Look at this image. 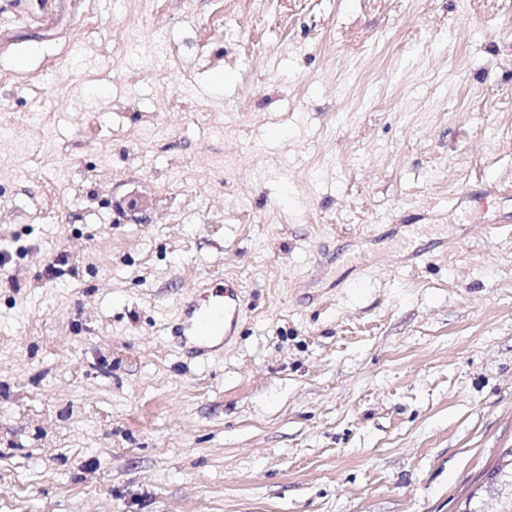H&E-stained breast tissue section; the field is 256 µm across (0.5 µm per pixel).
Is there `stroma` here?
<instances>
[{"mask_svg": "<svg viewBox=\"0 0 512 512\" xmlns=\"http://www.w3.org/2000/svg\"><path fill=\"white\" fill-rule=\"evenodd\" d=\"M510 216L512 0H0V512H456ZM215 297L223 301L216 304H202L197 300L189 302L184 311L183 321L177 325V336L184 337L189 353L197 357L212 351L217 339L232 336L240 314V299L236 288L212 287Z\"/></svg>", "mask_w": 512, "mask_h": 512, "instance_id": "1", "label": "stroma"}]
</instances>
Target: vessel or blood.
<instances>
[{
  "label": "vessel or blood",
  "instance_id": "vessel-or-blood-1",
  "mask_svg": "<svg viewBox=\"0 0 512 512\" xmlns=\"http://www.w3.org/2000/svg\"><path fill=\"white\" fill-rule=\"evenodd\" d=\"M218 301L204 304L191 301L184 311V319L177 326L178 335L184 336L192 355L201 357L214 348L221 337L231 335L240 314V299L235 288L214 286Z\"/></svg>",
  "mask_w": 512,
  "mask_h": 512
}]
</instances>
